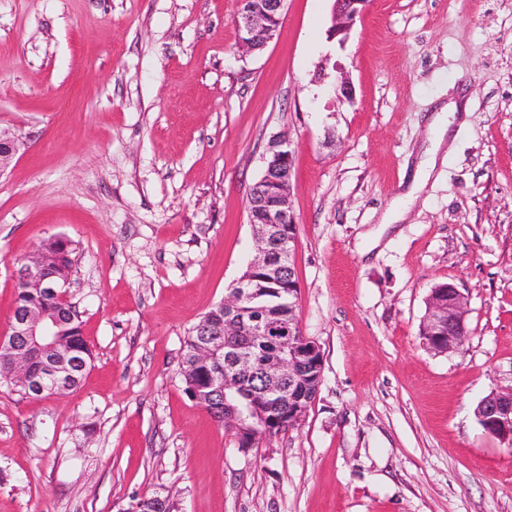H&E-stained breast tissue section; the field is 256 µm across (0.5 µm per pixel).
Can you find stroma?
I'll use <instances>...</instances> for the list:
<instances>
[{
  "label": "stroma",
  "instance_id": "obj_1",
  "mask_svg": "<svg viewBox=\"0 0 512 512\" xmlns=\"http://www.w3.org/2000/svg\"><path fill=\"white\" fill-rule=\"evenodd\" d=\"M286 0L242 55L237 0H0V332L14 269L73 241L80 385L0 387V512H512V446L474 409L512 389V0ZM338 64L345 99L316 83ZM454 138L403 221L381 219L429 136ZM335 146H325L327 131ZM292 152L303 332L323 376L302 423L241 451L185 392L191 329L255 255L246 195ZM467 299L464 344L428 348L429 294ZM367 0H334V12L332 26L329 29V37L334 39L344 36L355 23L363 11Z\"/></svg>",
  "mask_w": 512,
  "mask_h": 512
}]
</instances>
